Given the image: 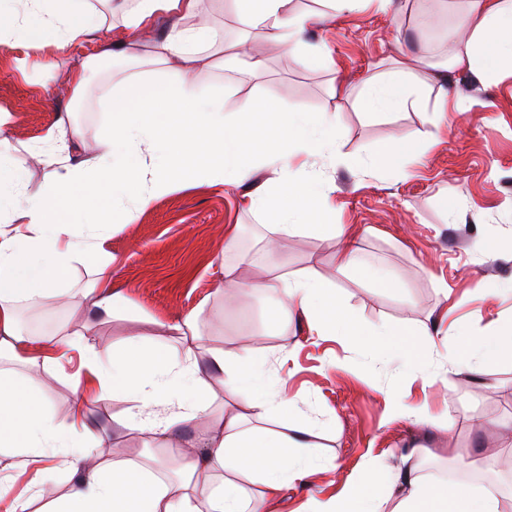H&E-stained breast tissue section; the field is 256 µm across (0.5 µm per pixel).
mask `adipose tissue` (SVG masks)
I'll return each instance as SVG.
<instances>
[{
  "instance_id": "1",
  "label": "adipose tissue",
  "mask_w": 512,
  "mask_h": 512,
  "mask_svg": "<svg viewBox=\"0 0 512 512\" xmlns=\"http://www.w3.org/2000/svg\"><path fill=\"white\" fill-rule=\"evenodd\" d=\"M200 0H118L113 11H99L92 0H8L0 9V43L21 49L23 65L47 66L50 58L70 60L66 81L81 94L98 59H120L162 67L166 82L128 77L112 96L110 119L98 146L81 154V132L62 116L44 138L36 160L44 169L45 189L24 191L22 173L5 164L14 140L6 113H0V360L29 371L65 376V356L47 339L25 331L21 306L48 298L69 308L71 335L87 379L68 414L49 413L40 392L25 377L0 369V512H279L283 489L320 471L305 418L274 383L271 353L260 341L232 354L212 352L224 369V406L212 411L214 395L199 374L197 353L205 337L196 315L167 323L179 337L182 356L166 346L137 338L102 348L86 336L89 311L104 315L126 310L128 299L112 285V259L103 248L106 233L131 224L155 200L195 184L228 186L273 171L266 188L247 196L270 234L269 254L282 239L325 226L340 244L332 277L284 274L245 279L240 264L226 265L221 292L264 294L281 320L303 317L320 336H340L373 348L406 370L421 371L418 343L405 332L365 325L344 314L337 279L354 275L378 288H392L396 276L386 266L364 261L348 225L326 224L331 213V179L311 168L316 156L335 158L337 117L330 112L291 111L276 98L245 101L235 119L224 115V99L199 96L193 73L210 64L215 29L199 22ZM292 0H234L236 17L247 35L285 52L302 54L312 65L336 64L326 44L302 36L315 23ZM459 33L447 68L464 70L479 81L512 75V0H466ZM172 26L155 30L159 16ZM112 32L97 56L76 57L75 46L95 42L100 30ZM421 85L412 71L394 67L369 79L361 93L363 109L373 114L402 112L420 101ZM273 119L270 132L257 136V107ZM178 149H171V142ZM141 175L131 206L121 201L131 172ZM93 260L95 277L82 290L84 304H72L58 279L73 263ZM512 360V329L467 340L456 364L479 370ZM132 406L122 425L147 435L153 447H175V422L204 427L202 456L177 463L170 478L155 467L110 455L111 435L89 434L86 402L111 394ZM70 474L66 490L47 479L57 465ZM499 512L494 495L477 494L465 484L426 479L411 454L384 459L368 456L363 471L341 488L310 500L305 512Z\"/></svg>"
}]
</instances>
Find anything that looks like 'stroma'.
Masks as SVG:
<instances>
[{"instance_id":"obj_1","label":"stroma","mask_w":512,"mask_h":512,"mask_svg":"<svg viewBox=\"0 0 512 512\" xmlns=\"http://www.w3.org/2000/svg\"><path fill=\"white\" fill-rule=\"evenodd\" d=\"M401 13L367 11L328 16L324 0H293L298 11L319 12L326 20L311 26L307 42L328 44L336 59L332 70L310 65L297 53L279 52L265 41L251 47L267 60L254 78L221 68L196 76L202 93L225 94L227 117L243 101L273 96L290 109L313 112L338 107L343 161L315 166L333 180L336 221L360 233L365 259L392 269L400 290L374 289L356 277L339 278L348 311L360 319L400 327L411 334L431 324L441 305L455 334L447 346L425 351L424 377H411L397 363L357 348L337 336L312 335L305 322L272 321L259 294L219 293L224 265L249 256L252 275L285 273L334 275L336 240L322 231L288 238L279 256L262 250L268 230L260 216L243 209L254 182L221 189L191 186L157 199L136 222L113 228L105 250L114 258L112 285L127 296L130 313L87 318L90 337L106 347L132 335L180 353L181 345L165 323L198 312L206 350L198 354L200 374L216 395L224 393V372L210 363V352L236 350L252 334L262 335L285 398L294 410L325 427L317 437L322 472L308 483L282 492L280 512H301L310 497L329 482L344 484L363 467L366 454H400L419 440L417 455L426 460L422 474L439 478L460 472L472 489L493 492L496 482H512V453L500 451L504 426H512V363L490 364L474 372L452 366L446 353L463 335L481 336L512 325V76L481 83L455 71L447 80H429L421 104L405 112L373 115L356 100L375 73L404 62L417 68L426 54L442 60L463 0H402ZM440 16V25L417 31L415 16ZM18 53L0 44V108L10 112L16 150L11 164L25 170L28 192L44 188L43 169L30 152L47 131L69 115L96 146L110 111L112 86L120 75L162 80L156 65L117 62L94 69L80 98L65 83L66 65L53 61L44 70H21ZM457 96L461 109L439 113L440 94ZM409 137L428 149L423 161H409L407 175L362 171L346 159L383 147L392 138ZM237 226L234 247H226L224 229ZM493 239L499 248L486 255L480 244ZM449 296H442V289ZM428 402L433 425L420 429L409 417H390L396 403ZM122 397L91 401L90 431L109 429L112 452L138 458L147 436L119 425L127 409Z\"/></svg>"}]
</instances>
